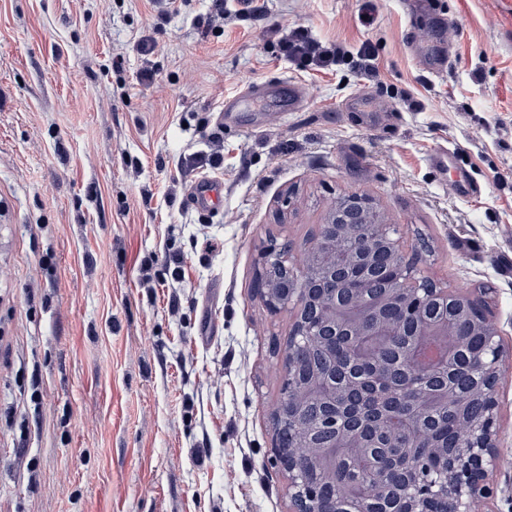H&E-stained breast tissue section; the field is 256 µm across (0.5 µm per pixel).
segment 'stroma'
I'll use <instances>...</instances> for the list:
<instances>
[{
    "instance_id": "35a3bbf8",
    "label": "stroma",
    "mask_w": 512,
    "mask_h": 512,
    "mask_svg": "<svg viewBox=\"0 0 512 512\" xmlns=\"http://www.w3.org/2000/svg\"><path fill=\"white\" fill-rule=\"evenodd\" d=\"M260 2L225 22L212 0H0V512H288L291 317L256 263L273 239L302 257L352 191L512 343V0ZM296 26L370 41L374 74L299 69L278 48ZM204 177L211 214L186 203Z\"/></svg>"
}]
</instances>
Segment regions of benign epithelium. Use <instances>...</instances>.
<instances>
[{"label":"benign epithelium","mask_w":512,"mask_h":512,"mask_svg":"<svg viewBox=\"0 0 512 512\" xmlns=\"http://www.w3.org/2000/svg\"><path fill=\"white\" fill-rule=\"evenodd\" d=\"M377 209L373 198L352 192L338 202L336 216L318 225L314 239L334 250L344 249L340 259L315 267L297 261L288 244L271 242L259 254L256 291L270 312L292 316L287 360L280 403L300 396L297 353L321 345L336 357V337L367 336L382 329L390 336L402 335L404 324L416 330L438 329L458 336L448 320L430 322L423 315L427 306L453 303L466 314L468 335H478L482 345L471 354L470 368L481 375L474 392L480 410L459 416L458 439L452 452L427 442L428 428H418L415 447L422 456L404 452L388 456L387 463L374 469L367 500L356 512H374L372 504H385V512H479L498 494L493 477L501 463L498 446L499 402L497 388L502 366L512 364V348L501 343L500 332L484 307L468 294L448 291L420 275L406 258L391 224H366V215ZM391 372L379 357L360 370H349L340 378L332 372L324 378L329 398L313 413L318 421L290 420L283 424L279 409L272 413L275 462L288 475L290 512H343L340 487L322 488L312 476L305 449L321 447L322 429L366 447L361 433L369 425L390 432L392 444L400 441L387 427L381 411L360 409L356 393L365 383L372 385L379 404L391 400L385 391Z\"/></svg>","instance_id":"1"}]
</instances>
